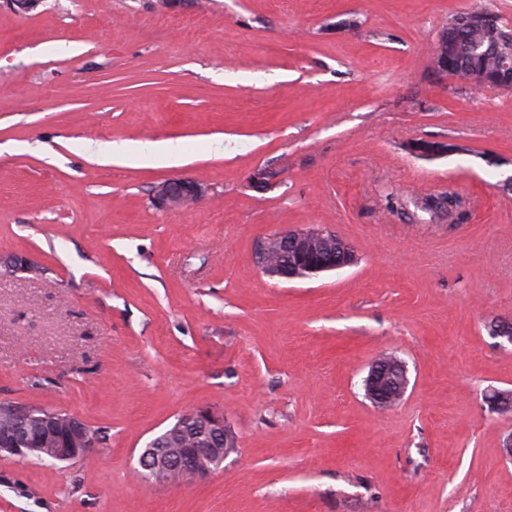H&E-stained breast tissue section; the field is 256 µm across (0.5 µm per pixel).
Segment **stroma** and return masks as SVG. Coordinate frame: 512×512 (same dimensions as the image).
Instances as JSON below:
<instances>
[{"label": "stroma", "mask_w": 512, "mask_h": 512, "mask_svg": "<svg viewBox=\"0 0 512 512\" xmlns=\"http://www.w3.org/2000/svg\"><path fill=\"white\" fill-rule=\"evenodd\" d=\"M512 0H44L0 8V400L106 430L69 463L0 455V512H512V88L439 81L449 16ZM463 154L417 158L412 139ZM166 143L177 165L120 151ZM117 155L104 156L107 146ZM283 169L259 193L251 169ZM204 183L161 211L151 189ZM468 202L416 224L381 197ZM329 225L355 265L298 281L255 266L256 241ZM408 365L381 411L363 379ZM223 413L221 469L148 485L139 454L190 411ZM429 71L438 80L448 78V73H457L456 59L442 46L439 37L430 56ZM207 187L191 178H170L155 185L152 201L160 210H178L198 202L205 196ZM488 335L492 339H495L496 346L501 349L507 350L510 347L512 350V319L511 317H499L492 319L490 334L485 325ZM407 373L405 362L391 357L378 359L364 379L367 399L379 409L392 408L405 396L409 385ZM484 401L490 411L509 415L512 412V389L490 387L484 393Z\"/></svg>", "instance_id": "obj_1"}]
</instances>
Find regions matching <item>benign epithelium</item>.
I'll list each match as a JSON object with an SVG mask.
<instances>
[{
	"label": "benign epithelium",
	"instance_id": "7a95c632",
	"mask_svg": "<svg viewBox=\"0 0 512 512\" xmlns=\"http://www.w3.org/2000/svg\"><path fill=\"white\" fill-rule=\"evenodd\" d=\"M472 21L483 26L493 38V49L499 58L500 73L491 74L485 70L469 72L464 82L480 90L484 88L512 87V32L500 28V18L484 9L470 11ZM430 73L438 80L457 73L456 59L436 41L430 56ZM406 151L420 157L435 156L441 149L417 139L406 143ZM282 171L270 166L252 169L247 181L249 186L260 192L273 188ZM207 187L191 178H170L155 185L152 201L160 210H178L198 202L205 196ZM258 269L272 278L293 280L304 277V273L321 274L354 265L357 255L353 247L341 239L327 226L295 228L274 232L260 239L255 248ZM0 268L9 272L27 271L38 273V262L26 255L0 257ZM490 337L496 346L507 350L512 348V319H492ZM367 399L377 408L386 410L400 402L409 385L406 363L391 357L375 361L364 379ZM484 401L490 411L509 415L512 413V389L490 387L484 393ZM199 430L198 441L192 448H171L169 442L179 436L181 429ZM84 432L83 423L76 419L64 428L49 425L48 437L53 441L45 455H33L21 447L17 437L0 432V452L16 457L23 463L43 461L50 457L59 462L84 458L94 451L95 441L86 439L84 445H77V435ZM233 435L224 424V416L213 410H195L180 417L174 428L167 430L148 443L141 452L139 466L145 480L154 483L177 484L185 478H204L220 469L225 456L222 449L215 447L213 440H224V447L231 446Z\"/></svg>",
	"mask_w": 512,
	"mask_h": 512
}]
</instances>
